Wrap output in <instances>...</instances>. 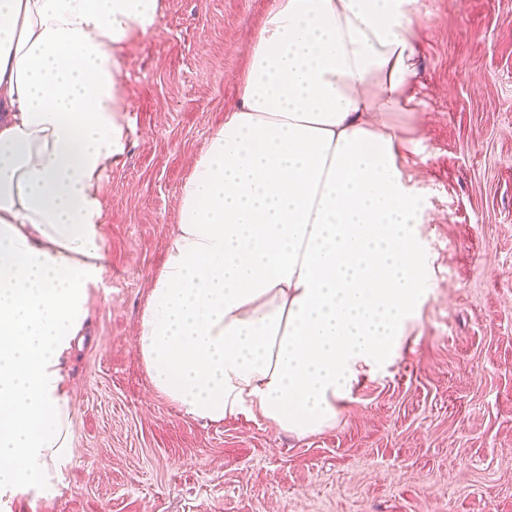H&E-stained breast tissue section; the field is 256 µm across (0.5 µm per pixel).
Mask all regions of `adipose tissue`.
I'll list each match as a JSON object with an SVG mask.
<instances>
[{
    "mask_svg": "<svg viewBox=\"0 0 512 512\" xmlns=\"http://www.w3.org/2000/svg\"><path fill=\"white\" fill-rule=\"evenodd\" d=\"M416 3L274 0L257 30L138 322V356L185 416L303 438L401 357L432 293L393 119L414 101ZM161 15L162 0H0V498L52 494L71 459L62 361L105 275L118 75Z\"/></svg>",
    "mask_w": 512,
    "mask_h": 512,
    "instance_id": "adipose-tissue-1",
    "label": "adipose tissue"
}]
</instances>
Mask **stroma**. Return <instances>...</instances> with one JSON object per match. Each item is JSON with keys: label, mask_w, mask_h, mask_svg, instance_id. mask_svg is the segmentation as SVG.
I'll return each mask as SVG.
<instances>
[{"label": "stroma", "mask_w": 512, "mask_h": 512, "mask_svg": "<svg viewBox=\"0 0 512 512\" xmlns=\"http://www.w3.org/2000/svg\"><path fill=\"white\" fill-rule=\"evenodd\" d=\"M271 0H164L119 74L128 150L102 176L106 274L65 363L75 427L51 497L0 512H512V0H418L403 168L425 203L431 298L334 427L183 415L137 354L190 161L238 95Z\"/></svg>", "instance_id": "stroma-1"}]
</instances>
